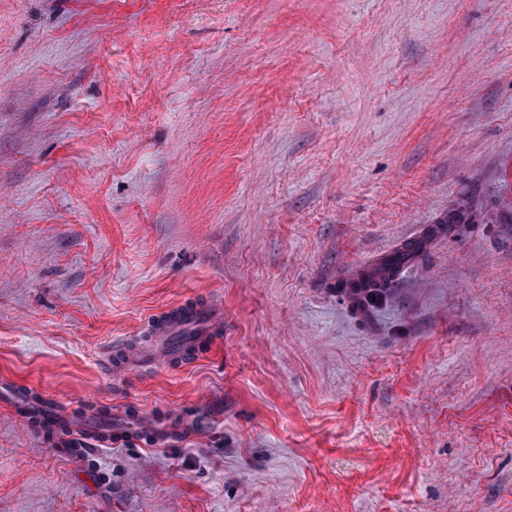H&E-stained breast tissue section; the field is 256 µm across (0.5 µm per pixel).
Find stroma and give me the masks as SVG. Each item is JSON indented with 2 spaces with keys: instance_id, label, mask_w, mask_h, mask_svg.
I'll use <instances>...</instances> for the list:
<instances>
[{
  "instance_id": "35a3bbf8",
  "label": "stroma",
  "mask_w": 512,
  "mask_h": 512,
  "mask_svg": "<svg viewBox=\"0 0 512 512\" xmlns=\"http://www.w3.org/2000/svg\"><path fill=\"white\" fill-rule=\"evenodd\" d=\"M0 512H512V0H0ZM471 220V216L463 211L449 212L436 221V225L428 229L423 236L401 243L387 257L358 272L340 288L353 299L356 309L364 310L370 307L393 284L404 266L423 257L428 242L437 231ZM185 307L177 306L172 308L164 315L163 319L155 323L153 336L142 337L148 342L143 352L144 358H151L155 366L167 365L174 357L172 351L176 344L170 342V335L178 328V318H173V314L180 312V315L189 319L190 322L197 323V326L202 329V340L206 337L205 335L216 334L222 329L221 310L212 301L208 300L204 303H198L191 309H185ZM35 423L39 424L48 432L58 436H69L72 433V427L80 421L79 416L68 420L57 416L52 411L37 406L35 412L31 416Z\"/></svg>"
}]
</instances>
